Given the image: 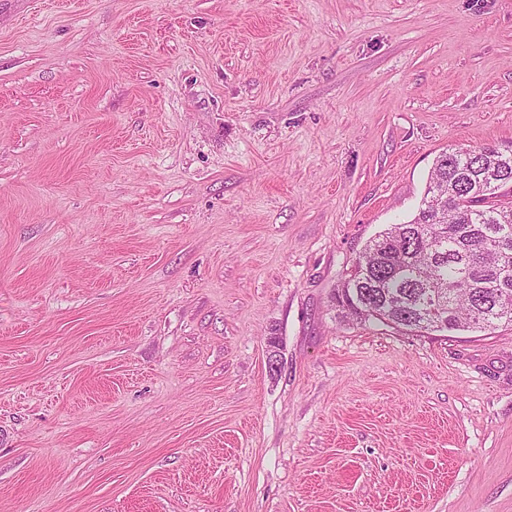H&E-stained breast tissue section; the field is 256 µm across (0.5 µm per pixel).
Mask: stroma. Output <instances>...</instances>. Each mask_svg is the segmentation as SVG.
<instances>
[{
  "label": "stroma",
  "instance_id": "1",
  "mask_svg": "<svg viewBox=\"0 0 512 512\" xmlns=\"http://www.w3.org/2000/svg\"><path fill=\"white\" fill-rule=\"evenodd\" d=\"M512 146V0L0 5V512H512V326L338 286Z\"/></svg>",
  "mask_w": 512,
  "mask_h": 512
}]
</instances>
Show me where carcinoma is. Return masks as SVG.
Instances as JSON below:
<instances>
[{
  "label": "carcinoma",
  "instance_id": "1",
  "mask_svg": "<svg viewBox=\"0 0 512 512\" xmlns=\"http://www.w3.org/2000/svg\"><path fill=\"white\" fill-rule=\"evenodd\" d=\"M512 150L459 147L429 173L413 218L390 224L356 258L336 298L397 328L512 325Z\"/></svg>",
  "mask_w": 512,
  "mask_h": 512
}]
</instances>
